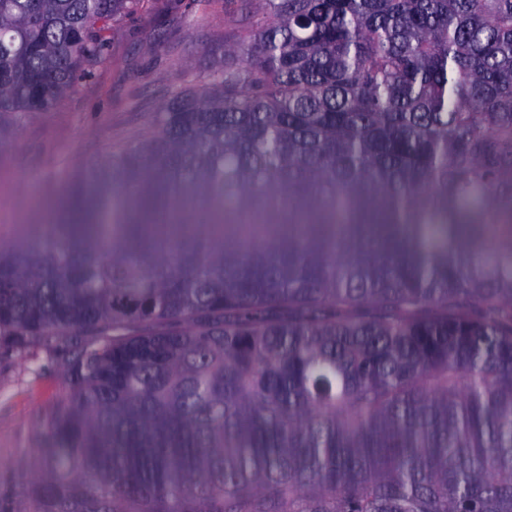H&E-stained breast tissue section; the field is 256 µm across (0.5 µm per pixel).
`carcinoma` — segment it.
<instances>
[{"instance_id": "obj_1", "label": "carcinoma", "mask_w": 512, "mask_h": 512, "mask_svg": "<svg viewBox=\"0 0 512 512\" xmlns=\"http://www.w3.org/2000/svg\"><path fill=\"white\" fill-rule=\"evenodd\" d=\"M136 0H0V117ZM235 65L0 248L56 346L40 512H512V0H263Z\"/></svg>"}]
</instances>
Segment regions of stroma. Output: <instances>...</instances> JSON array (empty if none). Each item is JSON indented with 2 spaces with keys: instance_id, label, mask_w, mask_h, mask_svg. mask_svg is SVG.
I'll return each mask as SVG.
<instances>
[{
  "instance_id": "35a3bbf8",
  "label": "stroma",
  "mask_w": 512,
  "mask_h": 512,
  "mask_svg": "<svg viewBox=\"0 0 512 512\" xmlns=\"http://www.w3.org/2000/svg\"><path fill=\"white\" fill-rule=\"evenodd\" d=\"M261 17V0H138L116 16L105 58L53 111L0 118V246L65 220L59 198L149 140L157 113L182 90H202ZM69 391L51 345L0 354V512H39L28 487L54 443L50 416Z\"/></svg>"
}]
</instances>
